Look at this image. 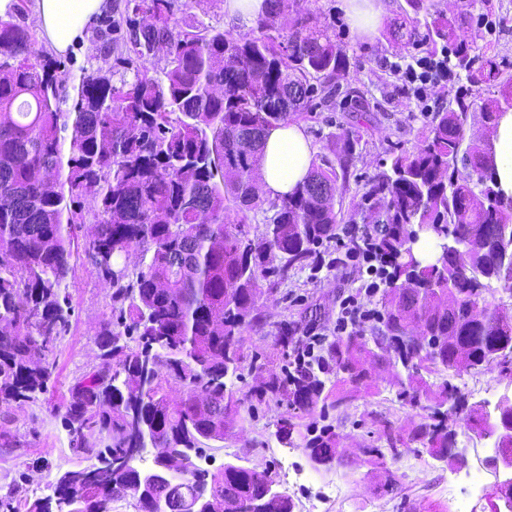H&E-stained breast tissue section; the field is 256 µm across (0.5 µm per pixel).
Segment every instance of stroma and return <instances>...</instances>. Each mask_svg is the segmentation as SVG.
Segmentation results:
<instances>
[{"label": "stroma", "instance_id": "obj_1", "mask_svg": "<svg viewBox=\"0 0 512 512\" xmlns=\"http://www.w3.org/2000/svg\"><path fill=\"white\" fill-rule=\"evenodd\" d=\"M465 2L479 45L489 47L506 74L512 75V0ZM296 8L330 24L337 47L350 59L348 75L317 82L322 90L332 84L340 86V95L320 100L301 123L313 141L318 165L334 160V143L347 131L359 134L349 189L337 192L334 200L339 232H354L370 222L368 213L357 207L355 194L364 192L369 177L381 171L394 153L412 150L432 112L447 107L456 79L449 76L427 84L423 103L404 91L401 70L422 53L393 43L387 28L408 12L407 0H389L383 25L370 38L359 37L352 30L342 0H297ZM354 90L374 104V111L355 114L350 97ZM73 282L76 320L71 333L57 344L55 384L34 400L0 407V416L9 419L14 440L13 447L0 448V496L12 495L15 512H26L25 501L51 495L57 474L87 465L84 456L70 448L60 414L75 378L99 361L95 331L110 314V288L82 258L77 261ZM365 285L362 274L351 267L325 263L316 269L291 271L283 289L262 296L259 311L267 323L245 332L244 356L270 346L277 322L285 317L297 321L313 317L327 332H334L341 295L358 292ZM396 381L395 368H376L373 387L337 411L336 459L330 468L319 471L318 482L298 478L300 472L312 468L305 448L298 444L282 446L275 436L278 423L297 416L284 401L269 402L259 418L236 430L223 446L205 449L197 464L215 473L233 456L247 458L250 466L269 473L279 490L293 500L295 512H453L447 494L449 479L480 470L485 476L484 488L471 497L469 512H490L489 495L496 478L484 463L489 455L485 440L469 428L468 408L482 401L495 404L501 394L511 393L512 377L496 366L453 377V384L468 403L454 423L457 459L439 464L419 444L408 441L400 446L399 457L375 466L364 450L375 443L382 430L389 426L406 434L423 416L420 408L398 399Z\"/></svg>", "mask_w": 512, "mask_h": 512}]
</instances>
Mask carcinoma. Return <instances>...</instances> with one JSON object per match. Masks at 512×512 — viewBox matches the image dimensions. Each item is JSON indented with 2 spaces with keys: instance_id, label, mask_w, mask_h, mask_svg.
I'll list each match as a JSON object with an SVG mask.
<instances>
[{
  "instance_id": "obj_1",
  "label": "carcinoma",
  "mask_w": 512,
  "mask_h": 512,
  "mask_svg": "<svg viewBox=\"0 0 512 512\" xmlns=\"http://www.w3.org/2000/svg\"><path fill=\"white\" fill-rule=\"evenodd\" d=\"M175 0H126L119 18L99 21L102 64L70 79L65 62L35 49L33 29L0 20V403L28 401L48 389L55 350L71 332L70 293L77 230L92 215L94 233L83 249L111 290V315L96 330L101 362L70 388L62 415L70 447L94 460L57 477L56 500L35 499L26 512H67V493L82 512L112 509L131 496L137 512L159 504L137 494L140 469L127 464L132 448L151 443L178 454L229 439L270 398L300 417L277 424L283 447L300 438L310 461L329 466L337 436L330 413L374 382L369 366L404 368L397 396L428 412L408 433L439 462L452 447L442 407L456 394L449 380L512 360V307L486 298L492 284L512 292V199L496 189L493 144L467 139L472 92L497 85L499 62L477 44L469 14L402 23L393 39L447 51L448 70L465 80L448 107L436 112L411 152L392 156L371 177L358 206L378 232L352 235L357 248L374 233L390 275L377 304L382 326L371 335L320 337V358L294 363L322 332L313 320L281 321L269 349L252 353L250 367L268 372L258 389L241 391L243 333L263 284L288 281L293 269L315 265L320 248L336 242L338 219L325 190H347L357 135L348 131L337 164L311 168L291 194L270 203L264 231L251 233L246 212L260 206L254 191L268 129L315 109L310 80L349 71L330 25L295 9V0H264L248 33L213 26L181 27ZM164 50L163 66L152 60ZM117 57H112V53ZM140 61L134 77L113 82L110 59ZM512 109V76L498 97H487L482 118L494 125ZM463 167L449 165L453 157ZM341 172H336V169ZM437 240L427 262L415 245ZM135 251L133 268L127 256ZM438 342L433 350L413 329ZM276 366L278 370L269 371ZM182 386L171 403L164 386ZM100 439V446L90 439ZM401 438L386 429L366 449L370 462L397 457ZM107 462L99 471L96 463ZM271 477L234 461L213 474L169 485L170 500L194 497L202 485L224 496L225 512H258Z\"/></svg>"
}]
</instances>
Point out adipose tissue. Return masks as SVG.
<instances>
[{"label": "adipose tissue", "instance_id": "obj_1", "mask_svg": "<svg viewBox=\"0 0 512 512\" xmlns=\"http://www.w3.org/2000/svg\"><path fill=\"white\" fill-rule=\"evenodd\" d=\"M110 4L111 0H34L29 20L51 50L65 54L84 40ZM342 9L361 37L375 32L387 14L385 0H344ZM492 140L498 186L512 197V109L501 113ZM314 154L303 126L292 123L270 129L259 175L261 193L272 199L291 193L306 177Z\"/></svg>", "mask_w": 512, "mask_h": 512}]
</instances>
